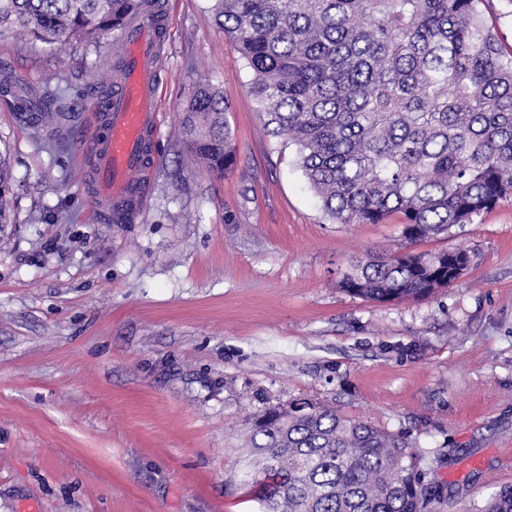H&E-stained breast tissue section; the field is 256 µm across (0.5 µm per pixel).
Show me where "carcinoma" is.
I'll return each mask as SVG.
<instances>
[{
    "instance_id": "obj_1",
    "label": "carcinoma",
    "mask_w": 512,
    "mask_h": 512,
    "mask_svg": "<svg viewBox=\"0 0 512 512\" xmlns=\"http://www.w3.org/2000/svg\"><path fill=\"white\" fill-rule=\"evenodd\" d=\"M483 0H214V21L239 45L250 91L271 135L337 224L397 214L410 242L449 234L512 198V50L479 9ZM160 0H0V35L47 45L90 43ZM64 91L41 99L64 118ZM224 94L196 87L183 134L198 165L218 176L236 162ZM14 193L0 152V224ZM461 250L379 253L338 282L347 294L392 303L455 279ZM245 477L265 512H422V456L407 439L295 399L247 423ZM475 512H512V486Z\"/></svg>"
}]
</instances>
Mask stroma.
Wrapping results in <instances>:
<instances>
[{
    "label": "stroma",
    "mask_w": 512,
    "mask_h": 512,
    "mask_svg": "<svg viewBox=\"0 0 512 512\" xmlns=\"http://www.w3.org/2000/svg\"><path fill=\"white\" fill-rule=\"evenodd\" d=\"M157 166L132 221L99 220L78 145L83 90L119 31L46 47L0 36V79L65 89L60 152L0 96L15 221L0 231V512H262L241 482L245 422L307 397L401 432L425 456L429 512L512 486V199L409 242L398 217L330 220L271 136L212 0H164ZM201 82L230 109L237 164L197 167L182 110ZM461 249L436 294L394 303L336 282L370 254Z\"/></svg>",
    "instance_id": "35a3bbf8"
}]
</instances>
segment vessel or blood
Returning <instances> with one entry per match:
<instances>
[{
  "mask_svg": "<svg viewBox=\"0 0 512 512\" xmlns=\"http://www.w3.org/2000/svg\"><path fill=\"white\" fill-rule=\"evenodd\" d=\"M128 64L104 108V121L84 140L93 160L89 189L100 219L111 217L134 193V177L156 164L144 147L157 131L158 89L155 61L158 51L155 23L137 15L120 32Z\"/></svg>",
  "mask_w": 512,
  "mask_h": 512,
  "instance_id": "vessel-or-blood-1",
  "label": "vessel or blood"
}]
</instances>
